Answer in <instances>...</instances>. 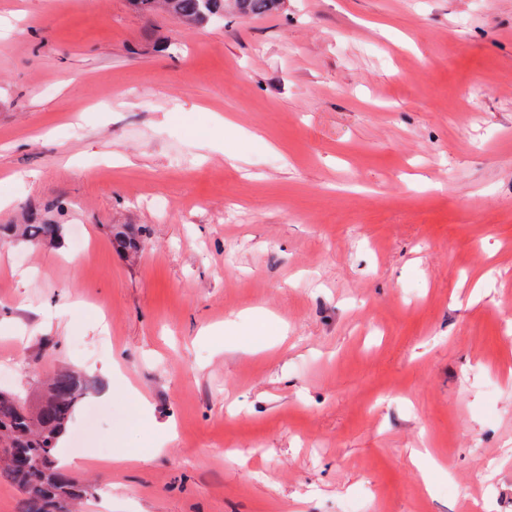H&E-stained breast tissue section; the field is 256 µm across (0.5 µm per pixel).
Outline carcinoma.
<instances>
[{"label": "carcinoma", "mask_w": 512, "mask_h": 512, "mask_svg": "<svg viewBox=\"0 0 512 512\" xmlns=\"http://www.w3.org/2000/svg\"><path fill=\"white\" fill-rule=\"evenodd\" d=\"M242 17L279 12L285 0H233ZM168 10L190 25L224 17V0H165ZM61 224H24L21 236L33 245L58 241ZM112 242L123 254H134L139 241L130 224L112 226ZM86 391L77 372H57L46 393L31 402L0 389V478L14 483L23 493L20 512H62L63 504L82 494L78 484L61 467L58 439Z\"/></svg>", "instance_id": "cac0c4a2"}]
</instances>
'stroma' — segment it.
Listing matches in <instances>:
<instances>
[{
    "instance_id": "stroma-1",
    "label": "stroma",
    "mask_w": 512,
    "mask_h": 512,
    "mask_svg": "<svg viewBox=\"0 0 512 512\" xmlns=\"http://www.w3.org/2000/svg\"><path fill=\"white\" fill-rule=\"evenodd\" d=\"M45 222L88 244H0V371L88 378L71 512L512 507V0H0V225ZM168 10L190 25H201L224 17V0H165ZM233 2L240 16L258 17L279 12L285 0H233ZM112 242L124 255L134 254L139 249V241L132 224L113 225Z\"/></svg>"
}]
</instances>
